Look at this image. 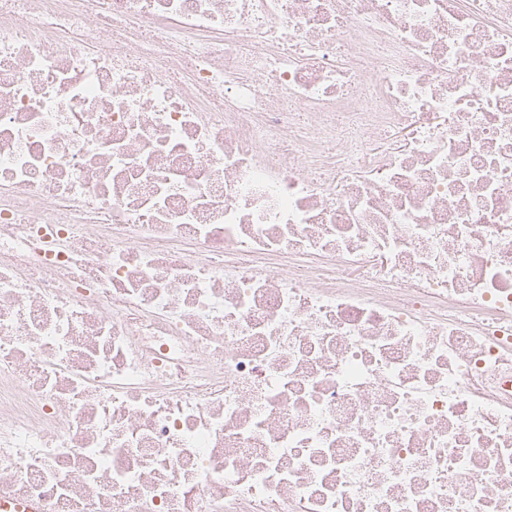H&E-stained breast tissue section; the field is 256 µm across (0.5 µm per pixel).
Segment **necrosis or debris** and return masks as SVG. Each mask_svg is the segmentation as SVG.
I'll list each match as a JSON object with an SVG mask.
<instances>
[{"label": "necrosis or debris", "mask_w": 512, "mask_h": 512, "mask_svg": "<svg viewBox=\"0 0 512 512\" xmlns=\"http://www.w3.org/2000/svg\"><path fill=\"white\" fill-rule=\"evenodd\" d=\"M512 512V0H0V505Z\"/></svg>", "instance_id": "obj_1"}]
</instances>
